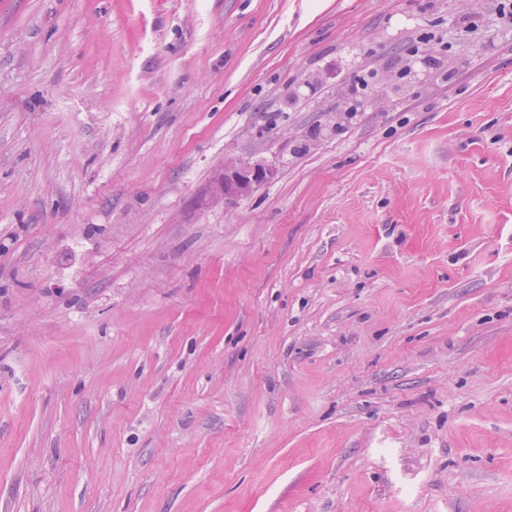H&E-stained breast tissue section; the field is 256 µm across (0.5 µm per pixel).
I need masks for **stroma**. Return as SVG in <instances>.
<instances>
[{"mask_svg":"<svg viewBox=\"0 0 512 512\" xmlns=\"http://www.w3.org/2000/svg\"><path fill=\"white\" fill-rule=\"evenodd\" d=\"M500 3L0 0V512H512ZM274 176V171L265 165H237L234 163L224 165V177L221 185V194L225 200L248 194L254 187Z\"/></svg>","mask_w":512,"mask_h":512,"instance_id":"obj_1","label":"stroma"}]
</instances>
